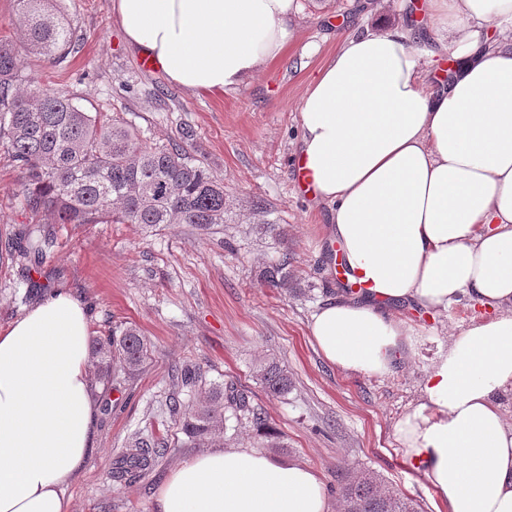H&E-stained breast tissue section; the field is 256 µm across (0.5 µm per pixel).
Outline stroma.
Listing matches in <instances>:
<instances>
[{
	"label": "stroma",
	"instance_id": "stroma-1",
	"mask_svg": "<svg viewBox=\"0 0 512 512\" xmlns=\"http://www.w3.org/2000/svg\"><path fill=\"white\" fill-rule=\"evenodd\" d=\"M294 36L276 60L237 90L188 93L157 69L144 70L112 13V0H58L76 46L50 63L23 50L27 79L68 91L94 112L132 127L146 144L177 143L222 179L230 212L200 228L161 224H59L53 250L39 262L0 257V327H7L56 290L86 307L92 336L117 324L136 326L152 356L138 373L114 371L93 382L95 449L67 488L70 512H152L155 494L183 462L214 448H253L315 470L330 512H340L336 486L349 471L371 470L422 512H448L394 437V424L416 402L424 367L449 335L483 311L468 301L433 316L402 305L393 315L418 327L414 355L388 377L330 365L313 344L311 315L345 286L329 243V208L300 190L294 176L298 104L335 53L342 34L397 18L395 0H301ZM20 172L0 146V248L30 224L20 199ZM291 257L288 289L260 281L281 253ZM288 371L287 394H268L254 376L257 359ZM195 369L183 385L176 371ZM234 381L276 427L270 443L246 420L229 418L224 433L191 444L170 412L191 406L212 387ZM166 452L143 479L105 480L133 439Z\"/></svg>",
	"mask_w": 512,
	"mask_h": 512
}]
</instances>
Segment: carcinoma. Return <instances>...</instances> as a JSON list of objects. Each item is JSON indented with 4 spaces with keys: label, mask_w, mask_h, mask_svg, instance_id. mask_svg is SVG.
Here are the masks:
<instances>
[{
    "label": "carcinoma",
    "mask_w": 512,
    "mask_h": 512,
    "mask_svg": "<svg viewBox=\"0 0 512 512\" xmlns=\"http://www.w3.org/2000/svg\"><path fill=\"white\" fill-rule=\"evenodd\" d=\"M30 49L48 58L70 52L71 25L54 0H17ZM0 145L20 171L22 205L43 223L28 225L9 249L23 258L41 259L53 246L55 224H138L148 230L159 224H194L206 228L224 223L229 204L224 182L196 164L179 145H147L137 133L101 112H90L62 89L31 86L22 74L18 49L0 39ZM288 254L261 273L273 288L288 287ZM101 379L112 364L134 374L150 359V346L133 326L115 327L95 339L92 351ZM255 377L268 393H288V372L273 358L255 366ZM181 404L171 410L184 433L205 441L224 432L223 409L250 420L253 430L270 429L267 416L251 405L248 395L230 381L214 387L187 416ZM163 449L135 439L127 456L108 470L116 483L139 479ZM336 494L341 512H419L413 500L391 491L373 471L345 476Z\"/></svg>",
    "instance_id": "cac0c4a2"
}]
</instances>
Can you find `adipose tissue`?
Instances as JSON below:
<instances>
[{"label": "adipose tissue", "instance_id": "adipose-tissue-1", "mask_svg": "<svg viewBox=\"0 0 512 512\" xmlns=\"http://www.w3.org/2000/svg\"><path fill=\"white\" fill-rule=\"evenodd\" d=\"M395 22L345 35L299 105L310 196L329 207L359 297L337 295L307 330L342 371L384 377L413 350L403 302L488 312L458 328L394 426L448 512H512V0H399ZM126 42L187 92L245 85L283 52L300 0H112ZM428 38L455 60L438 86ZM90 320L56 291L0 329V512H69L93 450ZM154 512H329L312 469L251 449L180 465Z\"/></svg>", "mask_w": 512, "mask_h": 512}]
</instances>
